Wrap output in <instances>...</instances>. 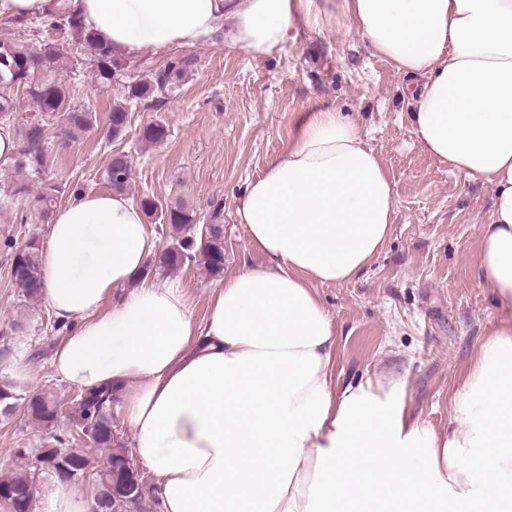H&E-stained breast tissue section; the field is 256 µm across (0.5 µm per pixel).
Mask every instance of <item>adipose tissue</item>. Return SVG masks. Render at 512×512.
I'll return each instance as SVG.
<instances>
[{
	"mask_svg": "<svg viewBox=\"0 0 512 512\" xmlns=\"http://www.w3.org/2000/svg\"><path fill=\"white\" fill-rule=\"evenodd\" d=\"M113 54L223 36L271 55L298 24L356 30L411 90L412 131L494 189L477 284L495 314L447 428L415 418L403 378L332 388L339 330L318 286L357 278L389 239L392 177L333 108L298 113L237 214L261 254L195 320L184 289L144 275L158 241L123 193L56 211L41 297L67 334L55 375L114 388L162 512H512V0H68Z\"/></svg>",
	"mask_w": 512,
	"mask_h": 512,
	"instance_id": "obj_1",
	"label": "adipose tissue"
}]
</instances>
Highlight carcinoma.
Here are the masks:
<instances>
[{
    "label": "carcinoma",
    "mask_w": 512,
    "mask_h": 512,
    "mask_svg": "<svg viewBox=\"0 0 512 512\" xmlns=\"http://www.w3.org/2000/svg\"><path fill=\"white\" fill-rule=\"evenodd\" d=\"M46 25L66 31L76 41L89 47L90 65L100 89L104 93L112 92V83L118 72L122 71V64L114 57L112 49L101 42L82 19L64 5L46 20ZM2 55L7 57L13 68L7 69L0 64V89L20 88L32 102L40 105L42 114L59 117L64 143L76 141L95 129L97 118L92 107L73 106L68 100L63 73L72 69V61L60 50L47 45L35 55L27 45L4 37L0 39ZM177 71L179 63L171 62L158 76L156 83L139 82L127 86L124 97L113 103L109 113L108 139L116 138L127 127L130 103L150 97L166 85L171 73ZM0 121L13 127L17 140V150L8 161V167L15 175L26 174L24 179L16 178L7 182L0 180L2 212L14 209L21 199L30 195L32 181L38 179L47 166L49 153L42 124L34 120L19 121L14 99L2 93ZM105 179L112 189L123 191L131 179V166L111 161L106 168ZM61 192V186L42 182L34 195V201L47 214ZM140 207L147 218L168 224L172 231L181 235L175 245L160 253L157 267L174 269L200 259L210 273L219 275L224 271V236L216 225H211V238L205 244L202 239L191 234L195 219L186 209L180 206L164 208L149 197L140 200ZM39 252L40 245L35 241L24 252L13 253L11 259L13 281L22 296L29 300L40 298ZM113 405L112 394L101 389L81 393L75 409V424L89 440L82 464L90 466L92 455L98 453L106 459L104 467L95 472L97 477L120 467L127 457L126 449L115 447ZM20 406L29 424L46 431L55 428L58 416L56 400L43 393L21 390L14 382L0 388L1 416H12ZM33 482L35 474L29 469H19L0 476V497L10 512H29L30 501L26 497V490ZM131 496L132 499L114 507L99 502L100 495L96 490L92 497L93 509L96 512H131L145 497L144 488L140 486L133 490Z\"/></svg>",
    "instance_id": "obj_1"
}]
</instances>
